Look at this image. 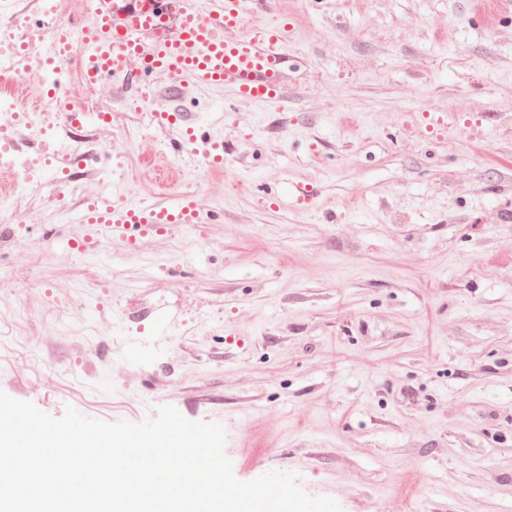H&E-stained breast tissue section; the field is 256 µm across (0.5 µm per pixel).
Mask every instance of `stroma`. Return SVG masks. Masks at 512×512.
I'll return each instance as SVG.
<instances>
[{
  "label": "stroma",
  "instance_id": "stroma-1",
  "mask_svg": "<svg viewBox=\"0 0 512 512\" xmlns=\"http://www.w3.org/2000/svg\"><path fill=\"white\" fill-rule=\"evenodd\" d=\"M269 25L277 101L101 86L76 192L54 160L0 243V391L109 423L173 406L224 427L238 480L292 472L341 512H512V0H246L243 32ZM109 183L199 221L72 249Z\"/></svg>",
  "mask_w": 512,
  "mask_h": 512
}]
</instances>
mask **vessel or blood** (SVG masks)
<instances>
[{"mask_svg":"<svg viewBox=\"0 0 512 512\" xmlns=\"http://www.w3.org/2000/svg\"><path fill=\"white\" fill-rule=\"evenodd\" d=\"M244 0H90L89 20L57 29V51L68 55L80 44L78 71L84 84L109 80L134 90L141 101L151 94L149 79L173 82L189 77L219 86L256 102L279 99L288 56L279 28L241 33ZM75 222L108 235L166 233L194 223L190 195L166 206L140 201L114 202L105 192L81 203Z\"/></svg>","mask_w":512,"mask_h":512,"instance_id":"1","label":"vessel or blood"}]
</instances>
